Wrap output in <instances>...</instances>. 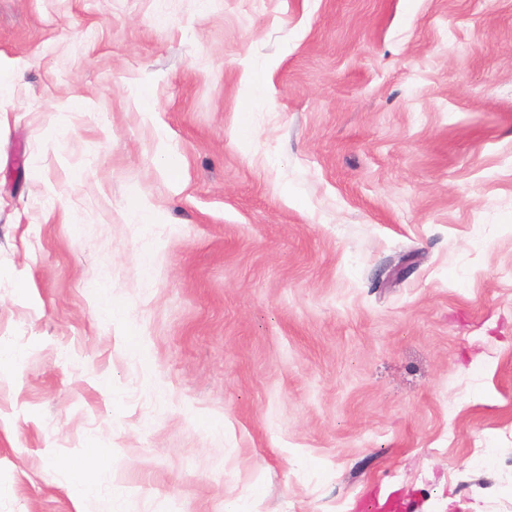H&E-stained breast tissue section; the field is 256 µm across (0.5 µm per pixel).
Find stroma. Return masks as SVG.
Here are the masks:
<instances>
[{"mask_svg": "<svg viewBox=\"0 0 512 512\" xmlns=\"http://www.w3.org/2000/svg\"><path fill=\"white\" fill-rule=\"evenodd\" d=\"M0 67V512H512V0H0Z\"/></svg>", "mask_w": 512, "mask_h": 512, "instance_id": "stroma-1", "label": "stroma"}]
</instances>
